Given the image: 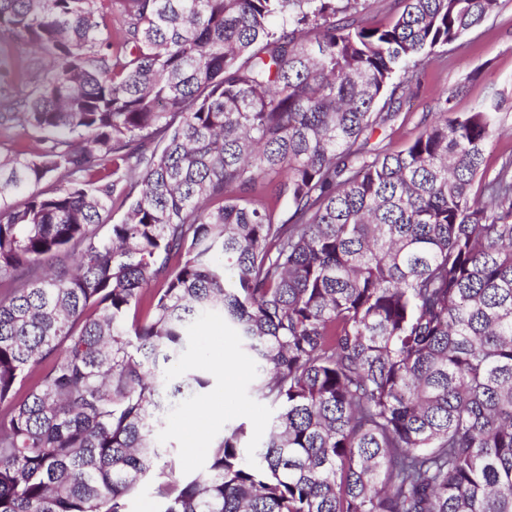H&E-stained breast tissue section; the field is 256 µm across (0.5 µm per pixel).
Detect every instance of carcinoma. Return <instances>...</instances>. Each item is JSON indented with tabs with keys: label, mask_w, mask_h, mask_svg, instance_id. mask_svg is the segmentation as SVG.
<instances>
[{
	"label": "carcinoma",
	"mask_w": 512,
	"mask_h": 512,
	"mask_svg": "<svg viewBox=\"0 0 512 512\" xmlns=\"http://www.w3.org/2000/svg\"><path fill=\"white\" fill-rule=\"evenodd\" d=\"M367 2L0 0L52 58L0 107V512H127L147 478L159 512H512L497 106L370 143L500 0ZM215 311L275 413L181 478L156 434Z\"/></svg>",
	"instance_id": "cac0c4a2"
}]
</instances>
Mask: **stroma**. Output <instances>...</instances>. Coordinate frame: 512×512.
<instances>
[{"label": "stroma", "mask_w": 512, "mask_h": 512, "mask_svg": "<svg viewBox=\"0 0 512 512\" xmlns=\"http://www.w3.org/2000/svg\"><path fill=\"white\" fill-rule=\"evenodd\" d=\"M446 92L455 93L454 108L460 113L492 98L500 100L505 132L488 148L485 164L487 175H494L501 155L512 152V0H501L499 10L479 27L440 49L422 70L420 86L399 118L377 132L373 144L389 152L404 149L417 135L423 113L432 111L436 98ZM217 360L223 361L225 373L214 372ZM180 367L209 373L210 384L167 417L158 439L162 462H174L179 476L195 475L207 461L212 439L239 425L246 431L245 446L263 442L273 409L252 393L255 367L225 326L223 313L208 316ZM201 406L208 408L209 418L192 438H185L184 429Z\"/></svg>", "instance_id": "obj_1"}]
</instances>
